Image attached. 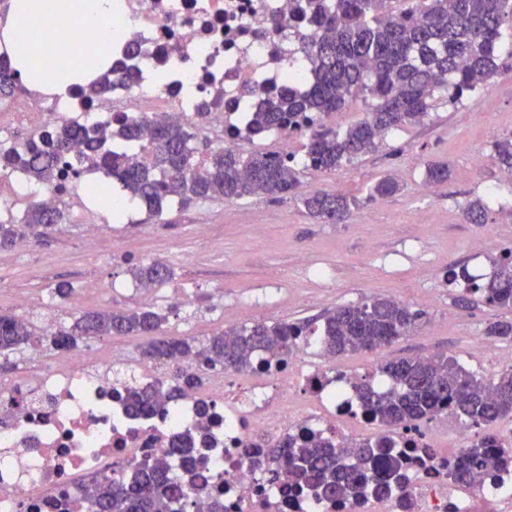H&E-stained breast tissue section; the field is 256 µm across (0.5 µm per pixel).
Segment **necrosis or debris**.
<instances>
[{
    "label": "necrosis or debris",
    "instance_id": "4bbe7bcc",
    "mask_svg": "<svg viewBox=\"0 0 512 512\" xmlns=\"http://www.w3.org/2000/svg\"><path fill=\"white\" fill-rule=\"evenodd\" d=\"M310 14L307 0H114L112 26L128 38L112 48L111 93L89 99L77 89L65 97L26 91L13 111L0 113V150L13 149L9 135L17 128L39 136L66 123L104 126L155 112L218 147L238 148L245 105L286 88L290 75L301 87L312 80L297 46ZM128 64L136 82L119 78ZM92 175L87 167L66 172L59 191L0 173V200L13 208L32 200L60 206ZM296 347L287 365L262 371L254 383L211 371L206 390L148 416L127 412L114 371L130 368L148 380L158 374L152 362L116 349L104 363L76 352L63 366L43 367L33 351L38 369L0 384V512H81L84 481L109 473L128 482L157 459L180 473L182 460L171 448L188 433L197 437L211 494L224 512H512V466L496 483L459 489L448 477L455 455L432 431L397 435L407 457L406 489L391 496L350 506L270 485L242 454L243 442L310 432L346 442L353 435L345 420L360 415L352 373L331 358L303 357L304 339Z\"/></svg>",
    "mask_w": 512,
    "mask_h": 512
}]
</instances>
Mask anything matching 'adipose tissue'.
Segmentation results:
<instances>
[{
    "instance_id": "1",
    "label": "adipose tissue",
    "mask_w": 512,
    "mask_h": 512,
    "mask_svg": "<svg viewBox=\"0 0 512 512\" xmlns=\"http://www.w3.org/2000/svg\"><path fill=\"white\" fill-rule=\"evenodd\" d=\"M111 14L112 0H11L9 23L0 34L17 45L13 63L24 81L64 96L69 85L57 78L60 57L70 55L81 61L83 67L78 76L82 79L97 75L110 64L112 42L120 37L112 29ZM47 16L76 19L80 27L94 32V44L86 46L58 39L49 50L44 44L26 40L25 23Z\"/></svg>"
}]
</instances>
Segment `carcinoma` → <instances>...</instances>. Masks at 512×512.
I'll use <instances>...</instances> for the list:
<instances>
[{
	"label": "carcinoma",
	"instance_id": "cac0c4a2",
	"mask_svg": "<svg viewBox=\"0 0 512 512\" xmlns=\"http://www.w3.org/2000/svg\"><path fill=\"white\" fill-rule=\"evenodd\" d=\"M390 2L315 0L314 30L298 33L300 52L314 81L301 93L282 91L248 113L251 137L286 128L307 132L309 139L299 160L212 149L197 163L193 134L155 112L139 121L117 120L107 137L96 126L64 124L21 151L0 153V168L17 169L42 187L56 188L59 160L81 142L87 151L77 162H95L105 176L117 179L124 196L151 215L162 213L172 202L186 207L197 200L232 202L264 195L293 199L323 223H342L357 206V198L326 191L302 193V173L332 172L375 151L391 130L422 122L439 91H450L452 103L474 94L496 74L505 25L512 26V0H412L400 13L389 9ZM18 84L16 69L0 64V98L13 95ZM353 97L368 101L362 119L342 132L320 124L323 116ZM494 153L498 165L512 173V137L496 141ZM425 178L429 184L448 180V164L427 163ZM397 189L394 178L385 177L370 188L369 197L387 196ZM87 193L121 215L123 206L113 202L108 184ZM489 211L480 202L464 209L472 224L488 223ZM64 219L59 207L32 204L20 223L0 221V249L26 236L39 238ZM129 273L144 289L161 286L172 277L170 268L159 261L140 263ZM448 277L463 288L459 304L480 300L512 309V249L491 259L487 278L474 276L464 267L450 269ZM423 316L390 297H373L303 321L233 325L198 343L168 335L166 314L154 308L72 314L50 335L36 332L20 318L0 314V356L34 346L67 351L91 339L140 336L144 359L172 367L169 374L149 384L124 383L123 402L133 412L147 415L164 410L185 391L203 387L204 374L186 369L180 362L183 357L193 356L208 369L254 372L259 352L278 362L288 360L295 336L315 337L319 352L335 358L376 352L409 335ZM485 335L512 341V321L489 324ZM379 378L388 383L387 388H377ZM355 388L361 412L384 429L381 435L353 441L348 452L316 433L282 443L251 441L245 444L244 455H265L275 465L267 471L269 481L286 479L295 493L338 501L366 490L387 496L392 487L402 488L403 460L392 452L393 435L417 427L419 421H431L447 409L463 417L466 427L483 429L449 467V478L460 486L470 485L477 477L488 482L497 478L495 425L502 418H512V366L487 378L444 353L401 358L382 361L356 377ZM177 502L184 508L217 510L209 503L205 484L197 478L171 480L162 460L142 468L130 488L104 475L83 486L79 498L84 512H169Z\"/></svg>",
	"mask_w": 512,
	"mask_h": 512
}]
</instances>
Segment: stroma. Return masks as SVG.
Segmentation results:
<instances>
[{
	"instance_id": "stroma-1",
	"label": "stroma",
	"mask_w": 512,
	"mask_h": 512,
	"mask_svg": "<svg viewBox=\"0 0 512 512\" xmlns=\"http://www.w3.org/2000/svg\"><path fill=\"white\" fill-rule=\"evenodd\" d=\"M498 64L479 94L456 105L440 96L424 122L393 130L374 152L330 173H306L304 190L358 199L345 222L324 224L294 201L263 196L199 201L158 216L132 210L118 221L84 196L82 209L102 226L98 239H87L69 217L31 241L26 253L0 249V313L38 326L47 313L64 320L86 309L151 306L166 311L170 335L201 341L230 326L228 311L240 307L253 308L256 320L268 324L291 323L387 296L424 311L422 326L376 353L341 357L343 367L360 374L376 359L450 353L482 371L472 343L489 323L512 320V311L477 302L458 306L448 269L463 265L488 274L490 257L512 247V186L493 148L512 135V53L502 52ZM466 110L472 117L465 122L460 115ZM432 160L448 162L451 175L431 186L425 167ZM386 175L399 182V191L370 198L369 188ZM478 198L490 208L488 221L471 224L463 208ZM256 223L264 227L259 239ZM130 240L137 249H125ZM477 240L487 245L479 254L471 249ZM160 255L173 279L151 290L136 287L129 267ZM311 265L324 267V279L308 273ZM91 281L97 289L89 293ZM60 282L74 287L63 301L51 293ZM21 291L40 297V306L17 307Z\"/></svg>"
}]
</instances>
